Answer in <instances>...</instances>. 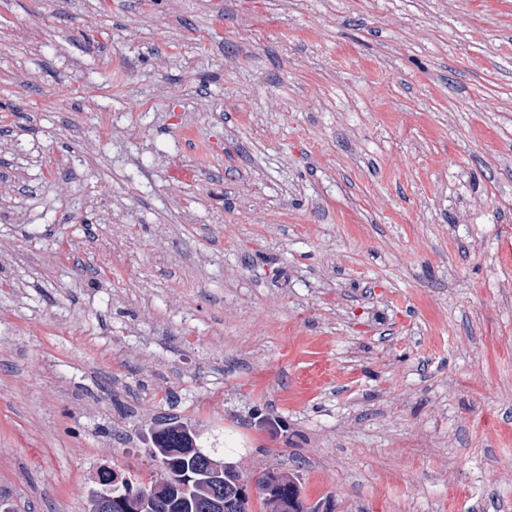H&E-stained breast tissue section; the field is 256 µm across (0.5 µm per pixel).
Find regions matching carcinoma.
Returning <instances> with one entry per match:
<instances>
[{"mask_svg":"<svg viewBox=\"0 0 512 512\" xmlns=\"http://www.w3.org/2000/svg\"><path fill=\"white\" fill-rule=\"evenodd\" d=\"M151 442L149 460L167 479L159 485L160 512H206L215 495L224 496L226 512H252L249 497L234 495L224 479L210 477L209 459L216 452L201 447L200 437L188 434L181 422L170 421L155 428ZM143 483L138 474L124 476L116 484L114 495L135 492L143 488ZM259 498L266 512H319L320 502L307 504L300 479L278 467L264 472Z\"/></svg>","mask_w":512,"mask_h":512,"instance_id":"cac0c4a2","label":"carcinoma"}]
</instances>
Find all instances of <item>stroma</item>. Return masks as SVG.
<instances>
[{
    "label": "stroma",
    "instance_id": "obj_1",
    "mask_svg": "<svg viewBox=\"0 0 512 512\" xmlns=\"http://www.w3.org/2000/svg\"><path fill=\"white\" fill-rule=\"evenodd\" d=\"M506 282L512 0H0L13 512L164 417L334 512H512Z\"/></svg>",
    "mask_w": 512,
    "mask_h": 512
}]
</instances>
